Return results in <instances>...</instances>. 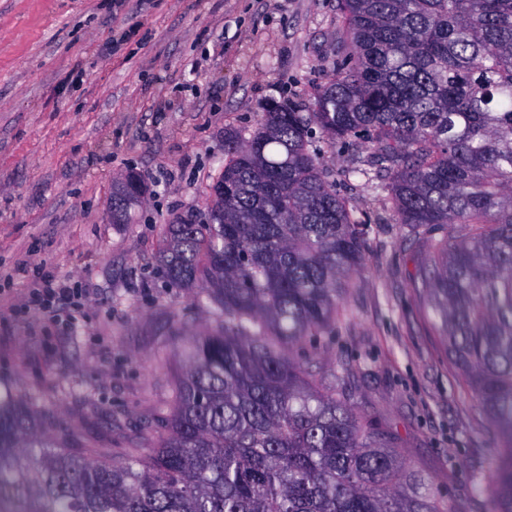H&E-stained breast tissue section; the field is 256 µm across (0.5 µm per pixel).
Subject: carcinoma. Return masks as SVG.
<instances>
[{
	"mask_svg": "<svg viewBox=\"0 0 512 512\" xmlns=\"http://www.w3.org/2000/svg\"><path fill=\"white\" fill-rule=\"evenodd\" d=\"M346 59L311 111L224 133V219L168 225L161 264L220 325L187 337L159 445L116 463L63 448L0 398V512H449L432 481L286 347L336 319L366 241L312 149L359 141L392 174L395 223L433 239L420 301L504 440L512 512V0H340Z\"/></svg>",
	"mask_w": 512,
	"mask_h": 512,
	"instance_id": "cac0c4a2",
	"label": "carcinoma"
}]
</instances>
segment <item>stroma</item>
Listing matches in <instances>:
<instances>
[{
	"label": "stroma",
	"mask_w": 512,
	"mask_h": 512,
	"mask_svg": "<svg viewBox=\"0 0 512 512\" xmlns=\"http://www.w3.org/2000/svg\"><path fill=\"white\" fill-rule=\"evenodd\" d=\"M338 0H0V394L73 447L149 451L173 400L182 335L218 325L201 288L159 263L168 224L204 213L224 133L250 132L269 100L307 106L343 57ZM315 146L355 219L364 273L336 321L286 349L343 391L459 512H492L481 484L500 439L422 314L432 240L394 224L362 143ZM147 190L129 223L116 179ZM74 305L24 303L42 276Z\"/></svg>",
	"instance_id": "stroma-1"
}]
</instances>
